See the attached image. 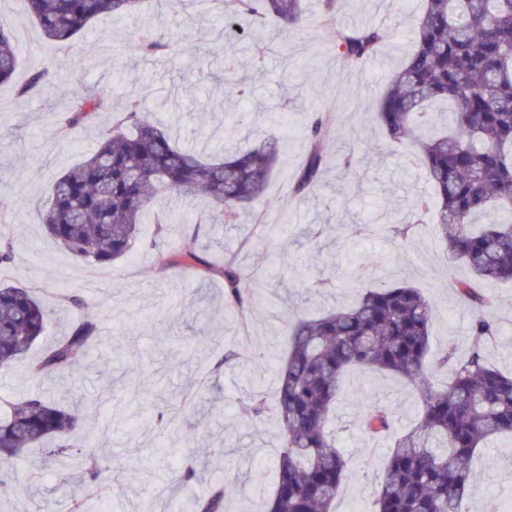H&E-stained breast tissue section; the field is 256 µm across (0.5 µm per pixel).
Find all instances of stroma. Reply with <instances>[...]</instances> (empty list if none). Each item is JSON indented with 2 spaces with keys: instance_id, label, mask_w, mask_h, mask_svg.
Here are the masks:
<instances>
[{
  "instance_id": "1",
  "label": "stroma",
  "mask_w": 512,
  "mask_h": 512,
  "mask_svg": "<svg viewBox=\"0 0 512 512\" xmlns=\"http://www.w3.org/2000/svg\"><path fill=\"white\" fill-rule=\"evenodd\" d=\"M320 0H306L307 22L282 38L266 21V45L256 56L246 38H228L224 10L209 5L162 8L144 0L132 16L93 21L79 37L80 57L68 44L44 39L14 0H0V26L12 31L20 65L11 82L0 84V234L13 245V259L0 281L29 288L45 298L61 291L82 297L102 322L101 343L85 367L53 381L33 377L28 360L0 371V396L44 392L58 402H79L85 417L81 440L92 441L107 462L99 487L100 512H195V500L210 485L230 482L228 512H261L272 487L280 453L275 416L266 412L242 426L239 412L252 392L274 397L272 364L288 345L285 321L295 315L353 303L365 289L406 283L434 301L429 363L437 383L450 370L437 361L448 348L466 354L472 309L455 290L468 278L463 264L447 252L433 225L413 228L393 240L386 213L401 217L416 196L429 193L424 167L384 138L375 113L387 82L410 45L412 19L421 0L391 6L389 0H340L338 18L353 27L386 24L390 40L373 62L345 73L332 29L324 25ZM177 35L173 56L144 58L133 48L140 29ZM234 52L237 69L250 87L245 101L224 99V89L202 80L201 62L222 68ZM48 67L57 81L47 92L21 98L17 89L31 68ZM106 90L112 105L140 98L143 111L173 124L181 143L209 157L221 156L235 141L274 136L277 165L264 195L251 207L246 224H208L204 199L176 195L161 200L176 214L165 242L182 240L189 221L200 224L198 247L213 264L236 256L251 288L252 312L241 321L224 305V279L205 270L176 274L160 268L151 250L105 266L72 259L36 220L60 173L95 150L110 121L100 116L77 136L49 135L69 101L88 88ZM330 118L328 156L349 154L352 169L328 163L315 191L294 198L290 187L308 149L313 113ZM266 247H252L255 237ZM489 314L498 334L485 355L512 370V284L492 283ZM240 352L243 363L217 367L224 351ZM138 365L139 382L125 371ZM387 407L395 430L416 424L419 399L404 382L376 372H353L342 383L336 404V440L349 460L348 476L336 497V512H372L374 487L365 474L379 466L391 439L374 437L362 426L373 406ZM167 425H160L159 414ZM192 447L216 448L192 486L168 478L178 467V438ZM38 450L0 463V512H37L52 504L67 512V497L52 471L40 481L32 473ZM477 478L463 502L465 512H486L490 504L512 505V440L480 449Z\"/></svg>"
}]
</instances>
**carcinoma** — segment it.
Segmentation results:
<instances>
[{"instance_id": "carcinoma-1", "label": "carcinoma", "mask_w": 512, "mask_h": 512, "mask_svg": "<svg viewBox=\"0 0 512 512\" xmlns=\"http://www.w3.org/2000/svg\"><path fill=\"white\" fill-rule=\"evenodd\" d=\"M141 0H23L27 14L46 39L74 40L100 16L124 18ZM227 26L245 36L271 16L284 32L304 22L301 0H232ZM336 0H325L323 22L335 31L342 71L357 69L390 37L382 25L347 28L338 23ZM137 51L164 55L172 45L150 31L139 34ZM11 36L0 28V83L16 71ZM53 76L36 68L20 89L30 97L51 87ZM224 93L242 98L248 85L236 63L224 61ZM451 105L447 130L423 136L434 122L430 107ZM110 108L109 95L89 90L73 99L57 132L82 131ZM377 120L392 145L412 146L421 155L433 196L420 199L400 221L391 222L399 240L431 210L448 252L462 259L471 278L458 296L477 311L464 356L450 347L442 363L451 380L438 388L430 379L427 355L435 304L409 285L368 288L352 305L289 324L288 348L277 367L274 411L282 451L272 471L273 492L265 512H333L348 461L336 449L329 425L342 381L354 370L378 371L408 382L421 400L417 425L396 438L380 469L369 476L377 486L374 512H463L474 479L478 449L496 438L512 437V372L485 357L497 325L482 314L494 297L480 285L512 281V0H423L414 19L412 45L382 97ZM310 150L293 183L302 196L319 184L326 157L325 118L308 129ZM276 162L273 137L256 139L232 154L206 159L183 148L172 132L131 100L112 113V124L97 149L65 169L38 211V223L70 256L89 264H110L141 248L156 253L164 269L189 272L205 261L196 251L198 229L170 251L145 240L141 226L156 212L163 193L205 196L215 207L213 221L239 224L265 190ZM224 304L242 314L249 289L235 257L224 259ZM53 314L50 302L23 287L0 283V370L11 368L39 342ZM99 320L90 310L46 348L32 366L42 378L76 371L98 339ZM266 410L260 393L243 403L241 422ZM364 425L372 434L393 431L392 415L375 406ZM82 427L78 407L48 401L40 392L0 399V460L40 448L56 466L59 485H76L69 512H88L106 469L100 455L76 441ZM201 466L192 458L172 480L193 482ZM227 486L217 483L196 500V512H225Z\"/></svg>"}]
</instances>
